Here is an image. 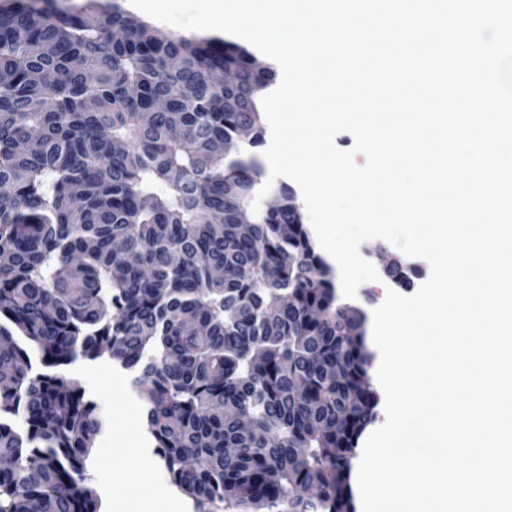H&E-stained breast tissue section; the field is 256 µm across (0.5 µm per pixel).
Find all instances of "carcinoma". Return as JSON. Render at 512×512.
Masks as SVG:
<instances>
[{"label": "carcinoma", "mask_w": 512, "mask_h": 512, "mask_svg": "<svg viewBox=\"0 0 512 512\" xmlns=\"http://www.w3.org/2000/svg\"><path fill=\"white\" fill-rule=\"evenodd\" d=\"M253 58L115 4L0 0V512H100L102 422L67 371L105 354L194 512H355L365 316L289 186L252 210ZM97 1H100L101 3H112V2H115V3H118L123 9L131 12L134 16L144 20V21H147L151 24H153L155 27H157L158 29L166 32V33H176V34H184V35H190V34H207V35H218L220 36L219 34H215V33H210V32H207V31H188V30H181V29H177V28H174V27H171L169 25H166V24H163V23H160L152 18H150L149 16L145 15L144 13H142L141 11H139L138 9H136L135 7H133L130 3V0H97Z\"/></svg>", "instance_id": "cac0c4a2"}]
</instances>
